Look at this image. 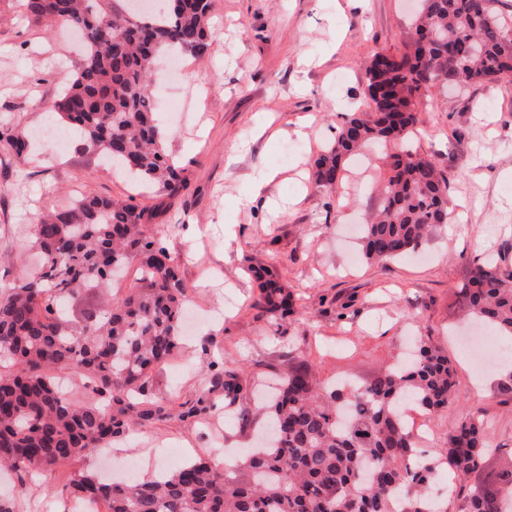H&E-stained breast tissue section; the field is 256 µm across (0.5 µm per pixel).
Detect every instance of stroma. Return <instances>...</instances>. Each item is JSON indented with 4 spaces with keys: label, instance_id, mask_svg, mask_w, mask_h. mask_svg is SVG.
Listing matches in <instances>:
<instances>
[{
    "label": "stroma",
    "instance_id": "stroma-1",
    "mask_svg": "<svg viewBox=\"0 0 512 512\" xmlns=\"http://www.w3.org/2000/svg\"><path fill=\"white\" fill-rule=\"evenodd\" d=\"M205 57L178 56L156 118L167 151L183 169L176 190L132 185L95 154L38 143L24 157L0 147V282L33 271L39 257L25 232L41 214L83 196L133 198L166 225L165 244L179 257L188 287L181 348L157 367L150 393L157 405L207 398L199 420L156 419L119 445L112 478L123 460L137 477L171 471L203 450L240 458L255 446L261 420L242 423L212 387L214 360L242 368L240 403L254 404L255 386L306 362L314 379L363 381L392 365L414 337L447 351L459 382L455 403L430 418L425 450L443 445L470 410L488 415L498 455L512 448V400L497 385L504 362L475 366L460 338L471 327L462 294L474 268L496 261L512 271V82L484 83L416 101L413 145L450 180L455 223L438 228L422 250L395 261L361 259L353 227L380 205L374 181L385 171L382 152L365 166L348 162L334 202L313 182L312 163L335 136L345 114L366 108L364 64L377 53L402 50L413 31L405 0H213ZM62 23L28 15L24 0H0V125L24 136L44 128L81 55ZM341 42L329 49L330 34ZM288 159L276 161L280 149ZM264 187L249 209L240 201ZM283 271L294 312L259 315L250 267ZM98 460H79L40 476L0 479V495L16 512H71L65 486Z\"/></svg>",
    "mask_w": 512,
    "mask_h": 512
}]
</instances>
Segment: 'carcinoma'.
I'll return each mask as SVG.
<instances>
[{
	"instance_id": "carcinoma-1",
	"label": "carcinoma",
	"mask_w": 512,
	"mask_h": 512,
	"mask_svg": "<svg viewBox=\"0 0 512 512\" xmlns=\"http://www.w3.org/2000/svg\"><path fill=\"white\" fill-rule=\"evenodd\" d=\"M40 18L80 30L83 60L54 104L80 147L121 163L134 178L175 188L180 168L164 147L155 115V60L166 49L205 56L211 0H172L151 15H123L121 0H25ZM512 78V29L493 0H419L414 37L404 50L375 55L365 67L369 110L343 117L313 162L316 185L334 196L345 164L393 146L378 183L380 208L362 225V257L383 262L414 253L450 223L449 180L431 158L404 147L418 122L412 101L439 87ZM16 156L29 141L0 130ZM144 207L88 196L33 225L42 256L31 275L0 285V469L19 474L86 460L124 440L133 425L160 417L150 399L152 370L174 357L188 289L164 225ZM138 264L125 296L111 304L115 271ZM262 314L293 313L280 278L252 268ZM469 311L512 340V275L479 265L465 287ZM410 363L352 388H321L306 363L291 367L262 411L271 418L264 448L232 468L200 454L149 480L103 483L85 472L72 481L98 512H439L426 489L446 467L462 491L459 512H506L512 465L497 473L490 497L478 468L490 450L485 412L467 414L443 447L424 459L398 413L411 399L436 415L456 401L455 369L425 338ZM85 380L77 401L58 375ZM224 398L244 388L238 370L212 377Z\"/></svg>"
}]
</instances>
